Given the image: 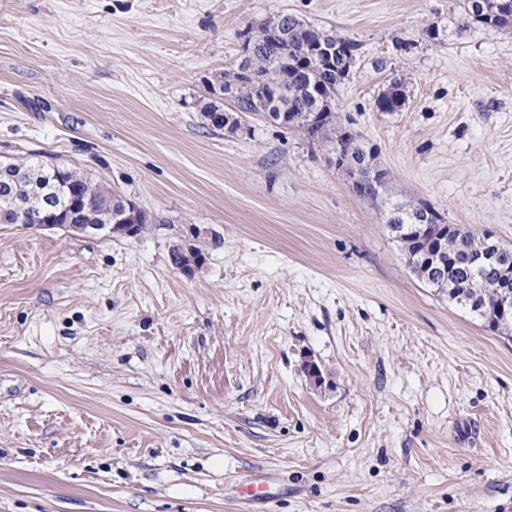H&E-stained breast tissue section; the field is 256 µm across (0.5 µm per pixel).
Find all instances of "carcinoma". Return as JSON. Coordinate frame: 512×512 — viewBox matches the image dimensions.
<instances>
[{
  "label": "carcinoma",
  "mask_w": 512,
  "mask_h": 512,
  "mask_svg": "<svg viewBox=\"0 0 512 512\" xmlns=\"http://www.w3.org/2000/svg\"><path fill=\"white\" fill-rule=\"evenodd\" d=\"M462 24L481 23L495 28L512 26V17L494 13L492 0H485V19L479 20L462 11ZM326 45L338 41L355 54L358 45L353 41L313 25L292 14L279 15L246 40L248 56L235 72L224 74L221 91L235 99L238 111L280 117L286 114L282 126L302 128L306 114H324L320 124L311 130L315 139L336 122V90L345 80L342 75L344 62L329 68L326 61L313 60L308 49L316 42ZM49 168L38 160H28L15 165V172L0 174V208L6 206L5 196H26L30 188L28 180ZM75 196L90 209L89 214L78 219L61 201ZM54 201L61 211V224H109L113 215L121 212L123 196L111 187L94 181L77 168L63 167L58 175L47 181L37 201ZM419 222L418 203L410 202L393 208L388 227L398 230L402 249L428 256L432 254L434 240L425 236L412 237L404 228L406 224ZM447 253L442 260L448 262V274L433 271L429 286L456 304L468 309L500 333L512 324V317L505 318L497 311L498 289L490 287L497 279L491 266H475L467 262L470 254L482 247L481 236L467 226L446 239Z\"/></svg>",
  "instance_id": "1"
}]
</instances>
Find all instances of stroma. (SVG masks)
I'll return each instance as SVG.
<instances>
[{
  "label": "stroma",
  "instance_id": "35a3bbf8",
  "mask_svg": "<svg viewBox=\"0 0 512 512\" xmlns=\"http://www.w3.org/2000/svg\"><path fill=\"white\" fill-rule=\"evenodd\" d=\"M460 5L0 0V161L148 215L134 238L0 224V512H512V338L386 226L421 199L512 247V29ZM280 13L358 44L336 127L389 172L378 198L335 139L202 118L237 112L221 75ZM263 477L275 499L243 503Z\"/></svg>",
  "mask_w": 512,
  "mask_h": 512
}]
</instances>
